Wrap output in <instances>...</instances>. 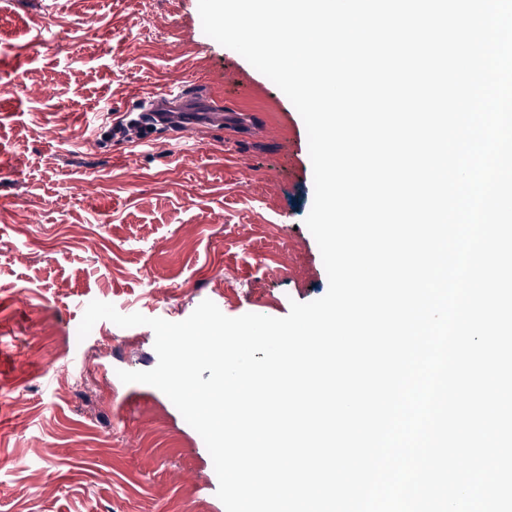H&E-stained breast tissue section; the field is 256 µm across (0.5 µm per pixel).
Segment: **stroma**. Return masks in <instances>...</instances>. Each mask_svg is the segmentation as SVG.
Returning <instances> with one entry per match:
<instances>
[{"mask_svg": "<svg viewBox=\"0 0 512 512\" xmlns=\"http://www.w3.org/2000/svg\"><path fill=\"white\" fill-rule=\"evenodd\" d=\"M175 79L255 129L99 144L101 106ZM0 90V512H225L201 436L118 377L156 366L153 330L78 326L94 300L180 322L206 299L279 318L323 297L302 117L204 33L198 0H0Z\"/></svg>", "mask_w": 512, "mask_h": 512, "instance_id": "obj_1", "label": "stroma"}]
</instances>
